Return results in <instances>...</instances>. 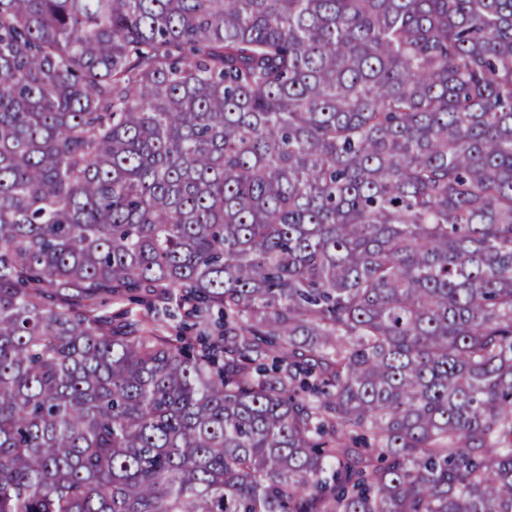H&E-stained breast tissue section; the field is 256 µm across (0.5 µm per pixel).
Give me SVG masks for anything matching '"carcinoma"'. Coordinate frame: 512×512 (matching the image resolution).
<instances>
[{
    "label": "carcinoma",
    "instance_id": "obj_1",
    "mask_svg": "<svg viewBox=\"0 0 512 512\" xmlns=\"http://www.w3.org/2000/svg\"><path fill=\"white\" fill-rule=\"evenodd\" d=\"M0 512H512V0H0Z\"/></svg>",
    "mask_w": 512,
    "mask_h": 512
}]
</instances>
